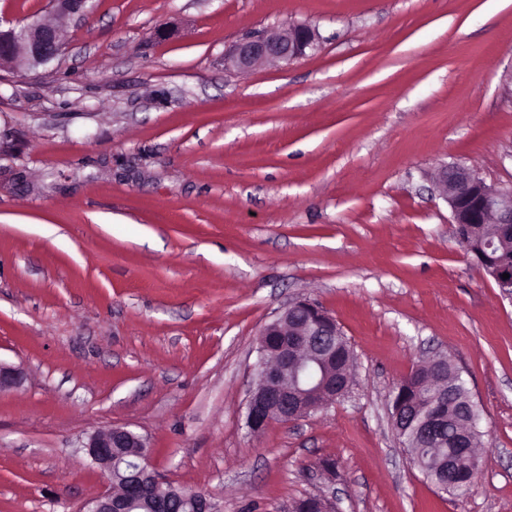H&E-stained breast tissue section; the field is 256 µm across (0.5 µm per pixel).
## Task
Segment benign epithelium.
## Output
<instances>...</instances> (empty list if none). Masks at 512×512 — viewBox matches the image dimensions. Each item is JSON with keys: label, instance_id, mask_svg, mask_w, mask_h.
Wrapping results in <instances>:
<instances>
[{"label": "benign epithelium", "instance_id": "1", "mask_svg": "<svg viewBox=\"0 0 512 512\" xmlns=\"http://www.w3.org/2000/svg\"><path fill=\"white\" fill-rule=\"evenodd\" d=\"M89 0H51L59 19L87 16ZM319 42L316 28L292 24L283 30L248 37L224 53V67L245 71L259 62H289L305 55ZM64 45L61 29L44 19L33 17L24 23L0 28V68H35L56 59ZM439 194L447 201L456 230L482 228L495 224L499 230L480 234L471 255L484 275L493 280L501 293L512 298V236L501 228H512V187L489 185L476 172L459 164L440 168L435 180ZM509 278H502L503 274ZM336 335V320L308 300L287 306L267 324L257 338V383L246 404V425L259 436L273 423H288L325 408L348 391L351 375L336 386V374L325 369L328 337ZM21 368L0 362V391L22 386ZM411 378H406L393 394L390 420L397 424L408 412ZM143 436L114 425L95 432L80 443L79 450L105 475L108 488L91 500L85 512H130L129 504L137 493L134 486L117 491L112 484V449L146 448ZM133 472L149 473L160 491L177 486L163 481L152 467L150 453L144 452L130 467Z\"/></svg>", "mask_w": 512, "mask_h": 512}]
</instances>
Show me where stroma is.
<instances>
[{
    "label": "stroma",
    "mask_w": 512,
    "mask_h": 512,
    "mask_svg": "<svg viewBox=\"0 0 512 512\" xmlns=\"http://www.w3.org/2000/svg\"><path fill=\"white\" fill-rule=\"evenodd\" d=\"M90 0L47 65L0 70V512H82L78 449L122 425L218 512H512V299L460 247L444 164L512 185V0ZM292 23L321 41L225 69ZM356 365L254 437L256 340L288 304ZM482 411L463 496L412 464L397 385L431 353ZM338 462V477L320 469Z\"/></svg>",
    "instance_id": "stroma-1"
}]
</instances>
